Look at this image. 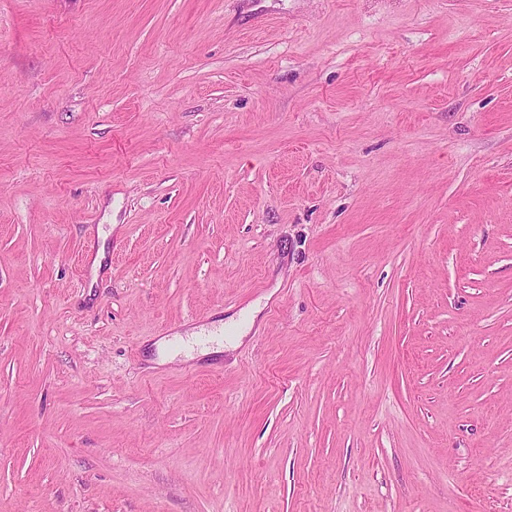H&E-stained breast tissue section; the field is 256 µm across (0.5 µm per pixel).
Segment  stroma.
Returning a JSON list of instances; mask_svg holds the SVG:
<instances>
[{
	"instance_id": "obj_1",
	"label": "stroma",
	"mask_w": 512,
	"mask_h": 512,
	"mask_svg": "<svg viewBox=\"0 0 512 512\" xmlns=\"http://www.w3.org/2000/svg\"><path fill=\"white\" fill-rule=\"evenodd\" d=\"M0 512H512V0H0Z\"/></svg>"
}]
</instances>
